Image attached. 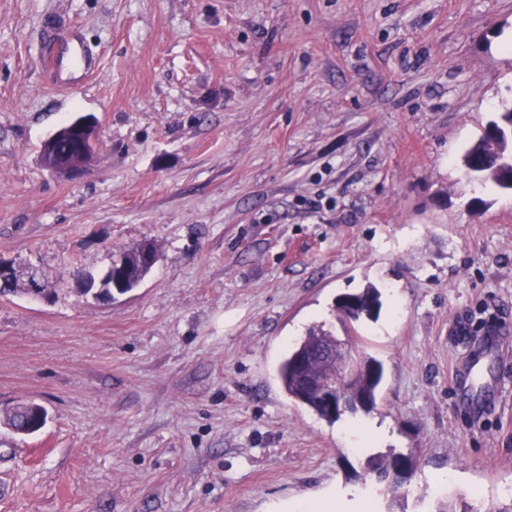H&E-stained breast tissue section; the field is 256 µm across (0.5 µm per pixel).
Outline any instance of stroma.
Returning a JSON list of instances; mask_svg holds the SVG:
<instances>
[{
  "label": "stroma",
  "mask_w": 512,
  "mask_h": 512,
  "mask_svg": "<svg viewBox=\"0 0 512 512\" xmlns=\"http://www.w3.org/2000/svg\"><path fill=\"white\" fill-rule=\"evenodd\" d=\"M51 15L98 51L88 86L51 84ZM511 102L512 0H0V260L54 288L0 295V512H297L368 485L374 512H506L512 193L461 158ZM79 114L97 150L67 178L40 147ZM145 241L137 288L81 294ZM369 283L377 406L330 424L278 365L313 326L345 336L335 303ZM459 376L511 386L475 420ZM25 401L31 435L6 423ZM352 422L388 433L356 448ZM389 451L417 456L395 494L365 469Z\"/></svg>",
  "instance_id": "35a3bbf8"
}]
</instances>
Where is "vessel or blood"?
Wrapping results in <instances>:
<instances>
[{"label": "vessel or blood", "mask_w": 512, "mask_h": 512, "mask_svg": "<svg viewBox=\"0 0 512 512\" xmlns=\"http://www.w3.org/2000/svg\"><path fill=\"white\" fill-rule=\"evenodd\" d=\"M47 57L53 82L63 91L84 83L96 69V60L76 29L65 38L50 39Z\"/></svg>", "instance_id": "1"}]
</instances>
